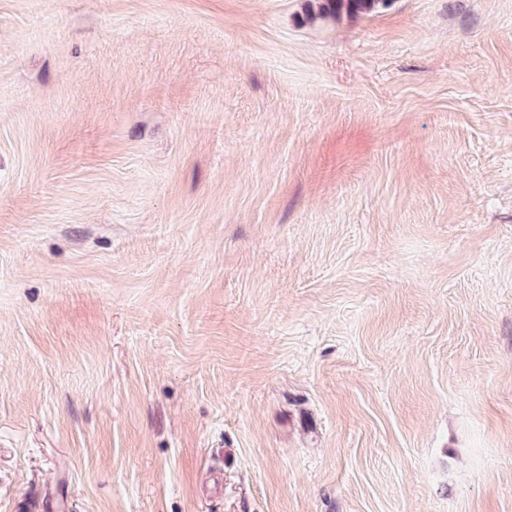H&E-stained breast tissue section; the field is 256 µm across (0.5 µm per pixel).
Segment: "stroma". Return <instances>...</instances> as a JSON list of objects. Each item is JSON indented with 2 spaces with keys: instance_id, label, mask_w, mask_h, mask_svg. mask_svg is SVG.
<instances>
[{
  "instance_id": "obj_1",
  "label": "stroma",
  "mask_w": 512,
  "mask_h": 512,
  "mask_svg": "<svg viewBox=\"0 0 512 512\" xmlns=\"http://www.w3.org/2000/svg\"><path fill=\"white\" fill-rule=\"evenodd\" d=\"M0 0V512H512V0ZM389 0H316V10L312 3L306 13L308 21L319 18L336 17L342 13L349 15L366 14L375 10L378 6H386Z\"/></svg>"
}]
</instances>
